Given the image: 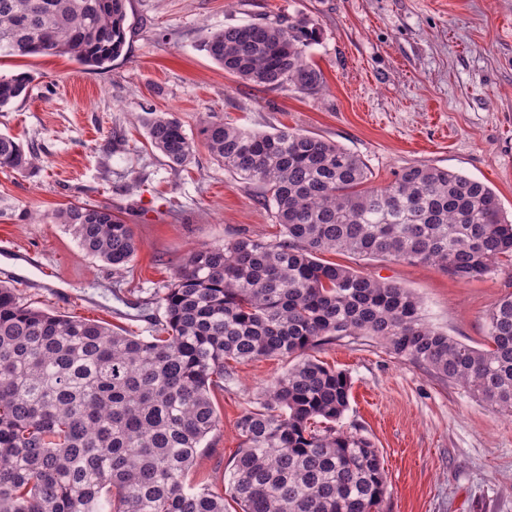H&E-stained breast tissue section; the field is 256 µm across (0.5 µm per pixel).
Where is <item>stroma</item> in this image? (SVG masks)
I'll return each mask as SVG.
<instances>
[{"mask_svg":"<svg viewBox=\"0 0 512 512\" xmlns=\"http://www.w3.org/2000/svg\"><path fill=\"white\" fill-rule=\"evenodd\" d=\"M127 11L126 52L110 70L59 55L0 61L1 74L32 77L28 95L0 109V133L39 157L23 175L0 169V239L16 246L0 250V270L13 272L33 306L147 336L163 315L156 292L191 249L279 237L270 201L197 143L208 113L335 142L365 161L375 187L411 165L457 171L490 186L512 213V0H128ZM280 15L320 31L309 51L325 78L317 94L239 80L202 47L224 25ZM145 108L174 113L195 139L186 167L152 148L136 119ZM70 203L122 209L139 240L127 272L114 273L53 223ZM28 251L43 268L26 265ZM327 259L411 289L429 324L476 348L487 342L488 311L512 293L510 266L463 281L431 264ZM316 356L351 380L341 426L383 456V512H512V415L368 337ZM285 368L277 358L230 364L213 395L222 423L203 441L191 481L223 488L242 410Z\"/></svg>","mask_w":512,"mask_h":512,"instance_id":"35a3bbf8","label":"stroma"}]
</instances>
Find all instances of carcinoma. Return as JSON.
Listing matches in <instances>:
<instances>
[{"instance_id":"carcinoma-1","label":"carcinoma","mask_w":512,"mask_h":512,"mask_svg":"<svg viewBox=\"0 0 512 512\" xmlns=\"http://www.w3.org/2000/svg\"><path fill=\"white\" fill-rule=\"evenodd\" d=\"M127 0H0V58L63 54L104 71L123 53ZM304 18L226 25L203 49L224 71L268 89L316 94ZM0 74V109L27 93ZM151 146L173 167L194 142L172 113L144 111ZM198 134L224 169L261 189L282 235L201 246L156 293L154 335L43 311L0 285V512H225L224 491L190 485L202 442L221 424L211 395L226 364L289 362L237 420L227 481L241 512H382L383 458L336 424L351 381L311 352L366 336L394 355L512 414V293L487 314L490 346L430 326L409 289L320 255L434 264L468 280L512 263V219L483 182L428 165L369 185L353 152L302 130L251 131L208 113ZM36 153L0 134V168ZM88 254L127 271L139 243L110 205L52 213Z\"/></svg>"}]
</instances>
